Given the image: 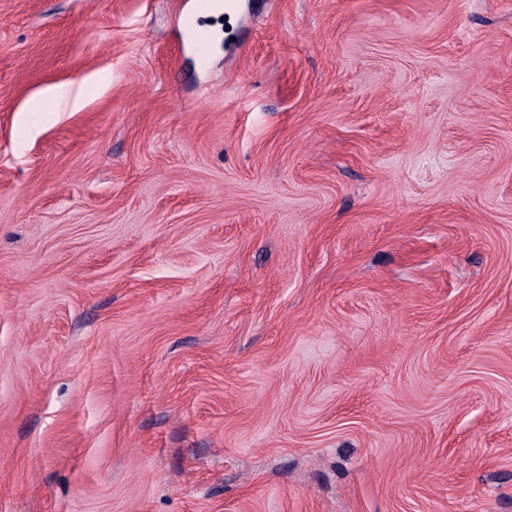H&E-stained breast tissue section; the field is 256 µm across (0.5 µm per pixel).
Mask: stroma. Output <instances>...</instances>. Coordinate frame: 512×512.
<instances>
[{
	"mask_svg": "<svg viewBox=\"0 0 512 512\" xmlns=\"http://www.w3.org/2000/svg\"><path fill=\"white\" fill-rule=\"evenodd\" d=\"M0 512H512V0H0Z\"/></svg>",
	"mask_w": 512,
	"mask_h": 512,
	"instance_id": "obj_1",
	"label": "stroma"
}]
</instances>
